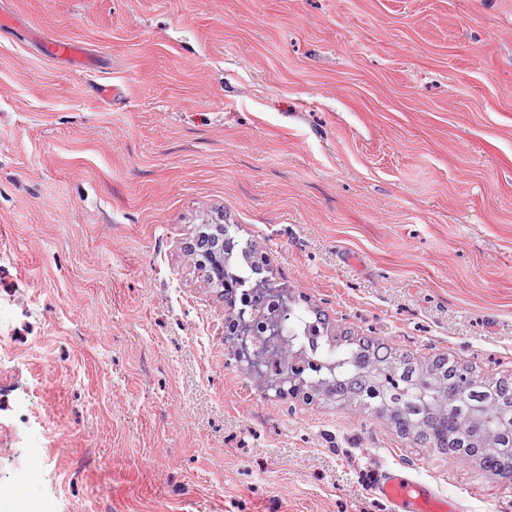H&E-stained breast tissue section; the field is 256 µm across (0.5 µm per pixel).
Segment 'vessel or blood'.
<instances>
[{"mask_svg": "<svg viewBox=\"0 0 512 512\" xmlns=\"http://www.w3.org/2000/svg\"><path fill=\"white\" fill-rule=\"evenodd\" d=\"M44 54L51 59L67 61L77 71L87 68L83 47L69 40L46 43ZM375 489L390 502L392 512H458L453 498L440 496L428 483L409 479L397 471L385 472Z\"/></svg>", "mask_w": 512, "mask_h": 512, "instance_id": "b4317fda", "label": "vessel or blood"}]
</instances>
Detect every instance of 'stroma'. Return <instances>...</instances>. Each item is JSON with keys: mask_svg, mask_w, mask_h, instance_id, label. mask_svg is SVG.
Segmentation results:
<instances>
[{"mask_svg": "<svg viewBox=\"0 0 512 512\" xmlns=\"http://www.w3.org/2000/svg\"><path fill=\"white\" fill-rule=\"evenodd\" d=\"M4 15L0 512H391L390 469L512 512L478 460L244 370L184 252L223 218L339 350L512 377V0ZM44 55L50 59L67 61L74 70H87L84 48L69 40H53L43 46Z\"/></svg>", "mask_w": 512, "mask_h": 512, "instance_id": "1", "label": "stroma"}]
</instances>
